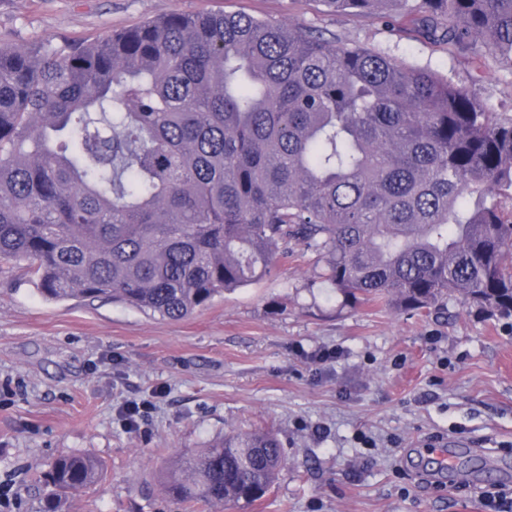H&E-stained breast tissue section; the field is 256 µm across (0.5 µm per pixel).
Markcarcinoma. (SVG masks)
<instances>
[{"instance_id":"cac0c4a2","label":"carcinoma","mask_w":512,"mask_h":512,"mask_svg":"<svg viewBox=\"0 0 512 512\" xmlns=\"http://www.w3.org/2000/svg\"><path fill=\"white\" fill-rule=\"evenodd\" d=\"M410 19L512 72V0H324ZM303 245L354 302L512 317V103L273 18L172 12L95 41L0 44V262L47 300L181 320ZM286 465L274 430L172 458L165 495L228 512ZM56 458L49 501L101 478Z\"/></svg>"}]
</instances>
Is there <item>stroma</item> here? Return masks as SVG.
<instances>
[{"mask_svg":"<svg viewBox=\"0 0 512 512\" xmlns=\"http://www.w3.org/2000/svg\"><path fill=\"white\" fill-rule=\"evenodd\" d=\"M280 19L454 77L512 102V74L473 77L406 19L338 13L323 0H0V43L56 46L173 11ZM294 246L263 280L192 317L160 320L108 299L41 298L25 266L0 267V512H44L43 475L65 452L99 483L64 512H177L167 460L229 428H272L288 465L241 512H483L512 490V319L449 302L402 314L346 300ZM334 361L313 362L321 350ZM148 402L137 428L120 410ZM477 443L443 471L431 439Z\"/></svg>","mask_w":512,"mask_h":512,"instance_id":"obj_1","label":"stroma"}]
</instances>
